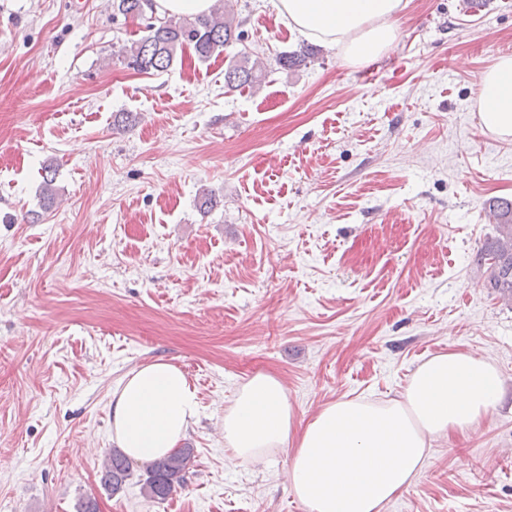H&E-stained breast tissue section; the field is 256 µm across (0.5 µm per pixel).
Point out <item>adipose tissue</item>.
Wrapping results in <instances>:
<instances>
[{
    "label": "adipose tissue",
    "instance_id": "1",
    "mask_svg": "<svg viewBox=\"0 0 512 512\" xmlns=\"http://www.w3.org/2000/svg\"><path fill=\"white\" fill-rule=\"evenodd\" d=\"M407 0H276L279 17L304 38L337 47L351 64L388 54ZM477 116L491 134L512 137V55L503 54L477 83ZM497 368L455 351L434 355L399 396L341 398L303 428L281 382L257 374L224 409V450L256 460L292 447L288 480L309 512H382L423 468L435 439L477 428L502 399ZM186 374L164 360L127 373L112 393V439L131 458L172 452L199 414Z\"/></svg>",
    "mask_w": 512,
    "mask_h": 512
}]
</instances>
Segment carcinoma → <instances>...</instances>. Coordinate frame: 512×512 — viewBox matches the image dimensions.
<instances>
[{"instance_id": "obj_1", "label": "carcinoma", "mask_w": 512, "mask_h": 512, "mask_svg": "<svg viewBox=\"0 0 512 512\" xmlns=\"http://www.w3.org/2000/svg\"><path fill=\"white\" fill-rule=\"evenodd\" d=\"M112 4L119 13L133 19L151 12V0H112ZM240 27L241 22L229 0H215L208 15L155 18L153 24L145 26L144 35L124 46V58L128 66L143 74L167 72L176 58L188 49L193 50L199 60L207 61L221 53L224 47L242 41L244 33ZM318 53V48L304 46L280 56L278 64L285 70L306 66ZM264 79L265 74L246 52L237 53L224 70V86L229 90L255 89ZM56 174L54 162L44 165L40 198L45 210L53 207L56 201ZM488 210L496 221L497 235L485 244L481 261L487 265V287L509 303L512 301V201L491 200ZM194 462L193 449L181 448L159 460L144 463L147 496L158 501L166 500L183 482ZM130 469L131 460L114 448L107 455L101 481L115 493L122 488Z\"/></svg>"}]
</instances>
